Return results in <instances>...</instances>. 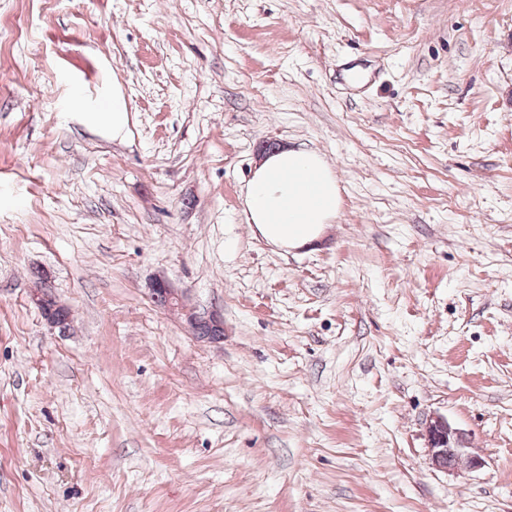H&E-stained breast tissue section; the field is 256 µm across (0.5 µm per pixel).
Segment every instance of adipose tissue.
Returning <instances> with one entry per match:
<instances>
[{
	"label": "adipose tissue",
	"instance_id": "ef3b65f1",
	"mask_svg": "<svg viewBox=\"0 0 512 512\" xmlns=\"http://www.w3.org/2000/svg\"><path fill=\"white\" fill-rule=\"evenodd\" d=\"M339 204L331 166L303 147H284L258 159L244 198L250 226L268 244L287 250L317 241Z\"/></svg>",
	"mask_w": 512,
	"mask_h": 512
}]
</instances>
